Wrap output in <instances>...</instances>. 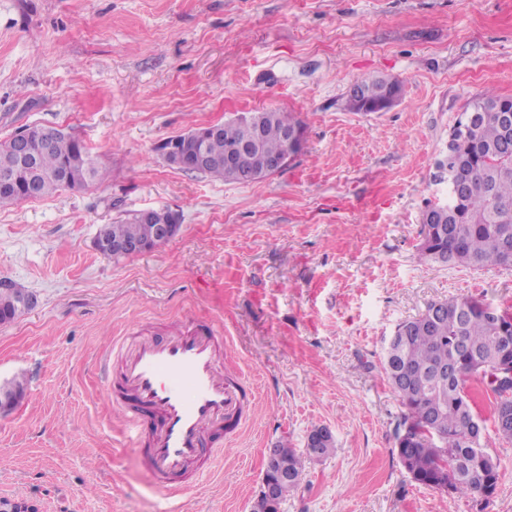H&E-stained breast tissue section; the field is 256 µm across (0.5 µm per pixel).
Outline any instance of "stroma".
I'll return each mask as SVG.
<instances>
[{
	"instance_id": "stroma-1",
	"label": "stroma",
	"mask_w": 512,
	"mask_h": 512,
	"mask_svg": "<svg viewBox=\"0 0 512 512\" xmlns=\"http://www.w3.org/2000/svg\"><path fill=\"white\" fill-rule=\"evenodd\" d=\"M368 76L401 81L384 112L344 99ZM512 96V0H0V142L73 131L100 183L0 207V279L37 304L0 325V381L25 394L0 415V499L39 512H251L267 454L336 447L306 464L280 512H476L413 482L394 448L402 412L382 374L387 340L429 303L512 312V267L420 255L435 166L484 90ZM281 108L305 134L288 167L246 184L163 162L189 129ZM168 208L178 234L115 259L94 241L128 211ZM182 324L224 336V365L256 404L208 444L184 489L154 482L110 411L111 340Z\"/></svg>"
}]
</instances>
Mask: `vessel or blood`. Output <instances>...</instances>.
I'll return each instance as SVG.
<instances>
[{
  "mask_svg": "<svg viewBox=\"0 0 512 512\" xmlns=\"http://www.w3.org/2000/svg\"><path fill=\"white\" fill-rule=\"evenodd\" d=\"M216 332L203 327L156 339L125 336L113 342L118 365L106 398L122 415L129 441L145 449L156 484L175 494L196 462L207 432L236 437L251 394L243 377L220 363Z\"/></svg>",
  "mask_w": 512,
  "mask_h": 512,
  "instance_id": "1",
  "label": "vessel or blood"
}]
</instances>
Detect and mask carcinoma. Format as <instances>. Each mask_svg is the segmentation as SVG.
<instances>
[{
	"label": "carcinoma",
	"instance_id": "carcinoma-1",
	"mask_svg": "<svg viewBox=\"0 0 512 512\" xmlns=\"http://www.w3.org/2000/svg\"><path fill=\"white\" fill-rule=\"evenodd\" d=\"M392 79L366 77L347 94L345 109L356 111L357 102L378 104L392 93ZM466 108L476 117L465 134L455 137L446 166L458 172V184H448V202L438 219L424 225L421 255L441 264L474 268L512 267L506 253L512 244V141L505 140L501 115L512 112V97L488 90ZM259 150L237 155L232 168L224 167L225 149L252 139L249 118L240 116L222 123L208 143L214 163L202 174L224 182L248 183L266 159L282 154L285 136L304 131L292 112L263 110ZM12 174L14 186L0 188V206L17 205L50 196L62 188H85L102 180L106 170L91 157L85 143L74 133L56 136L37 151L33 167L17 170L15 155L0 147V175ZM152 225L128 214L103 225L98 237L112 241H147ZM22 288L13 282L0 288V324L24 313L15 305ZM483 303L468 298H450L430 303L410 320L412 331L396 352L385 356L383 371L404 408L395 431L398 457L411 479L424 487L468 497L477 512H485L501 482L499 463L486 451L485 420L474 410L467 383L485 382L499 369L501 360L512 365V323L493 329L482 310ZM453 362L461 374L440 379L435 368ZM286 478L279 468L265 470L266 480L276 485V494H260L252 512H279L281 502L305 476L310 451L297 453L288 443L276 445Z\"/></svg>",
	"mask_w": 512,
	"mask_h": 512
}]
</instances>
